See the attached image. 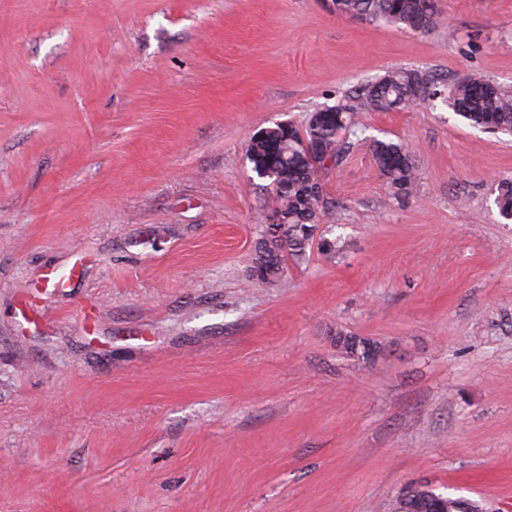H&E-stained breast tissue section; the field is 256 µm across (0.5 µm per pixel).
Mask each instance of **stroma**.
Segmentation results:
<instances>
[{"label":"stroma","mask_w":512,"mask_h":512,"mask_svg":"<svg viewBox=\"0 0 512 512\" xmlns=\"http://www.w3.org/2000/svg\"><path fill=\"white\" fill-rule=\"evenodd\" d=\"M329 3L0 0V512H394L411 483L512 512V137L363 113L321 172L341 251L261 286L246 158L397 68L512 89V0L428 32ZM371 149L380 174L396 200L412 196L418 169L411 151L404 144L375 139ZM342 341L343 349L346 354L357 360L371 361L377 355V347L374 342L369 339L359 338L357 336H339Z\"/></svg>","instance_id":"obj_1"}]
</instances>
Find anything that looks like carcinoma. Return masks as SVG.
<instances>
[{"label":"carcinoma","instance_id":"obj_1","mask_svg":"<svg viewBox=\"0 0 512 512\" xmlns=\"http://www.w3.org/2000/svg\"><path fill=\"white\" fill-rule=\"evenodd\" d=\"M336 14L394 24L411 31L428 30L440 23L436 0H333ZM440 101L467 124L486 132L512 136V91L479 74H470L449 85L439 86L426 71L396 69L351 87L342 101L331 106L330 118L315 124L310 113L306 124L288 129L278 125L252 139L247 147L251 169L261 171L256 161L265 154L266 139L280 140L278 158L268 169L266 180L275 189L266 200L270 213L280 224H265L255 242L254 266L250 279L270 284L281 275L286 258L306 257L307 249L317 246L323 255H334L340 237L316 236L334 204L324 198L319 172L325 167V155L334 165L342 163L347 137L356 134V116L361 112H387L420 101ZM371 149L380 174L397 200L412 196L418 181V169L411 151L404 144L375 139ZM494 204L499 214L512 216V181L499 183ZM349 356L371 361L377 347L369 339L341 336ZM395 512H462L457 499L435 492L429 486L409 491L396 500Z\"/></svg>","mask_w":512,"mask_h":512}]
</instances>
